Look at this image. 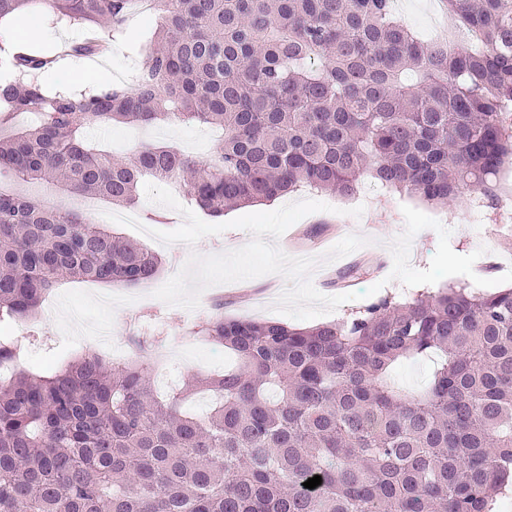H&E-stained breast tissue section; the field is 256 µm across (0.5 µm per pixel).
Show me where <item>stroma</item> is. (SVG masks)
Listing matches in <instances>:
<instances>
[{"instance_id":"1","label":"stroma","mask_w":512,"mask_h":512,"mask_svg":"<svg viewBox=\"0 0 512 512\" xmlns=\"http://www.w3.org/2000/svg\"><path fill=\"white\" fill-rule=\"evenodd\" d=\"M155 17L141 14L129 16L123 25V34L112 42L111 52L102 56L74 61L62 59L47 76L49 86L71 83L76 74L89 67H101L112 83L128 80L137 67L143 65L152 34L156 28ZM85 135L102 149L114 155L130 159L142 145H175L186 154L200 160L213 158L219 151L224 133L221 129L202 123H161L151 126L118 124L104 128L89 125ZM471 192H464L445 206H431L407 193L377 192L369 177H361L355 192L339 196L330 192H316L306 188L281 197V204L310 199L328 204L325 212L310 214L298 225L305 229V236L288 248V255L303 254L318 257L339 242L340 237L332 233L336 224L346 225L348 233L369 238L370 243L362 247L363 260L360 266H349L345 274L350 281V289L359 298L341 305L328 313L331 321L346 320L352 314L365 309L370 300L365 292L370 287H378L379 297H389L406 301L421 293V286H404L393 281L382 283L375 268L384 264L392 268L393 258L390 243L404 228L402 206L415 208L439 220L451 231L450 246L460 255H468L479 247H486L494 255L498 265L494 268L475 266V273L486 279H495L512 270V210L498 207L496 200L484 201L482 206L471 203ZM48 204L89 208L94 219L102 225L110 226L114 233L135 241L158 254L162 264L158 273L134 287L107 288L106 285L91 282L64 283L54 288L42 304L43 310L36 319L19 320L0 325V334L21 336L32 332L43 336V344L38 345L36 354L30 355L29 364L40 368L56 365L64 359H75L85 353L98 351L96 337H73L69 334L67 322L70 305L82 304L96 321L111 324L112 334L122 347L126 360L139 358L136 345L138 336L151 332L156 336H169L179 340L178 351L186 359V366L180 375L184 378L210 373H221L236 367L235 356L225 348L205 342L195 335L194 329L207 319L217 316L224 318H247L254 320L289 323L290 318L274 311L273 306L287 286L286 279L278 274L212 286L200 297L199 315H192L181 307H170L151 297V289H156L174 276L188 259L190 253L201 255L219 254L234 250L251 241L250 233L240 229H230L222 234L207 236L195 246L183 243L165 244L153 238V231H171L179 227L184 218L162 205L140 200L132 208V215L143 224L150 225V233H143L128 226L111 223L110 215L118 213V206L104 201L85 203L81 198L50 192L45 196ZM363 207L361 217L349 216V209ZM436 359L432 356L413 358L399 364L392 373L394 385L401 391L414 394L424 391L430 385Z\"/></svg>"}]
</instances>
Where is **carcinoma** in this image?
<instances>
[{
    "label": "carcinoma",
    "instance_id": "1",
    "mask_svg": "<svg viewBox=\"0 0 512 512\" xmlns=\"http://www.w3.org/2000/svg\"><path fill=\"white\" fill-rule=\"evenodd\" d=\"M393 0H152L160 19L131 82L49 87L57 57L0 60V323L36 316L62 280L132 287L157 256L54 185L132 206L173 182L214 218L299 188L348 196L368 175L446 204L492 195L512 162V0H445L468 40L423 42ZM134 0H0L55 23L120 31ZM101 37L71 44L82 59ZM202 122L214 159L144 145L126 161L89 145L90 123ZM196 334L234 371L157 396L148 368L86 355L45 372L0 336V512H491L512 484V288L470 284L384 298L343 323L226 319ZM441 354L428 389L388 384L400 360ZM206 391L214 408H184ZM319 475L321 485L303 483Z\"/></svg>",
    "mask_w": 512,
    "mask_h": 512
}]
</instances>
